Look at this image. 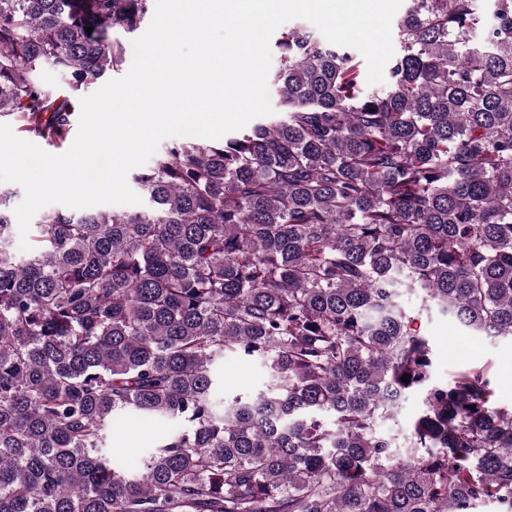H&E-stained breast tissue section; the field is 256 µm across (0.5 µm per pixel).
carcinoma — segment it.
Segmentation results:
<instances>
[{"instance_id": "cac0c4a2", "label": "carcinoma", "mask_w": 512, "mask_h": 512, "mask_svg": "<svg viewBox=\"0 0 512 512\" xmlns=\"http://www.w3.org/2000/svg\"><path fill=\"white\" fill-rule=\"evenodd\" d=\"M153 2L0 0V124L64 143L42 67L79 95ZM474 2L410 0L381 91L283 31L280 115L172 138L138 209L46 211L22 250L0 188V512H512V407L488 366L433 383L400 303L512 337V0L479 47ZM227 355L265 388L220 395ZM411 390L407 432H379ZM126 415L170 426L135 466L107 446Z\"/></svg>"}]
</instances>
